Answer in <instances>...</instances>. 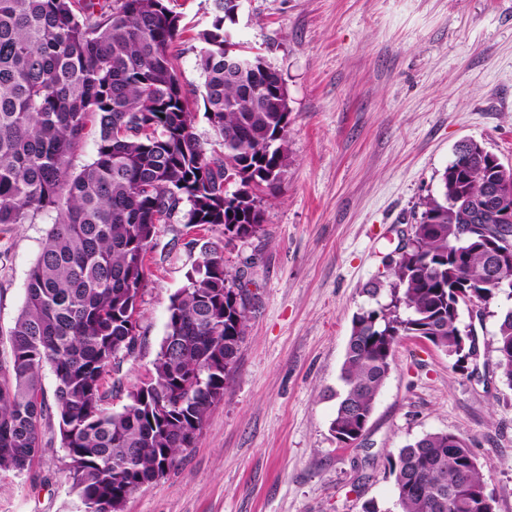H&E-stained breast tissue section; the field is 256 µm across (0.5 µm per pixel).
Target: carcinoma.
I'll use <instances>...</instances> for the list:
<instances>
[{
    "instance_id": "cac0c4a2",
    "label": "carcinoma",
    "mask_w": 512,
    "mask_h": 512,
    "mask_svg": "<svg viewBox=\"0 0 512 512\" xmlns=\"http://www.w3.org/2000/svg\"><path fill=\"white\" fill-rule=\"evenodd\" d=\"M170 0H0V225L51 228L30 271L23 307L0 357V473L28 470L49 416L42 371L54 376L65 473L82 512H124L128 498L163 477L193 447L245 338L253 296L245 270L201 244L202 259L168 306L152 368L111 411L104 379L140 345L137 301L158 225L185 210V224H219L246 239L263 223L288 168L286 90L260 55L238 52L231 0H213L197 66L203 116L222 151L193 130L195 114L177 72L182 35ZM96 155L73 158L88 128ZM451 159L441 192L421 203L412 235L386 255L390 301L352 319L330 429L344 445L365 431L390 375L395 345L416 336L462 360L457 307L466 283L497 264L462 238L463 224H494L487 184L512 186V167L467 145ZM496 368L512 387V309L498 316ZM395 499L382 511L495 512V499L467 441L428 433L388 461Z\"/></svg>"
}]
</instances>
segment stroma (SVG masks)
Segmentation results:
<instances>
[{
  "mask_svg": "<svg viewBox=\"0 0 512 512\" xmlns=\"http://www.w3.org/2000/svg\"><path fill=\"white\" fill-rule=\"evenodd\" d=\"M212 0H173L181 16L178 73L208 150L197 67ZM245 50L282 76L289 97L285 178L264 199V222L224 248L230 268L253 256L254 308L237 362L194 448L177 468L134 493L125 512H362L394 499L388 459L427 433L464 437L496 504L512 512V388L496 370V314L478 331L477 376L412 336L364 435L345 447L331 436L351 320L366 287L387 281L383 256L409 237L419 203L439 191L457 144L482 143L512 166V0H243L236 25ZM49 224L0 232V353L25 298ZM201 258L182 214L160 225L139 300L141 346L107 382L109 406L151 368L170 297ZM30 470L0 475V512H79L63 472L56 423Z\"/></svg>",
  "mask_w": 512,
  "mask_h": 512,
  "instance_id": "1",
  "label": "stroma"
}]
</instances>
